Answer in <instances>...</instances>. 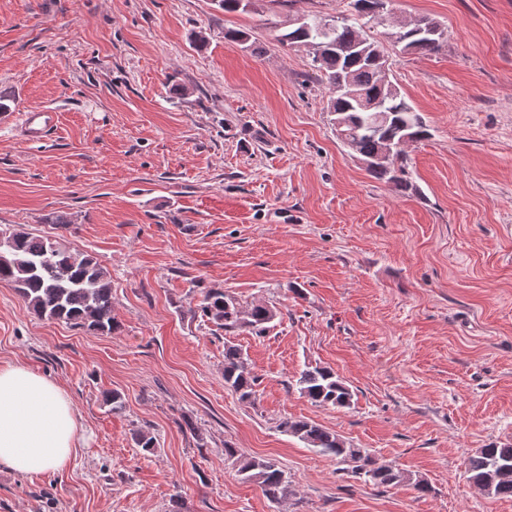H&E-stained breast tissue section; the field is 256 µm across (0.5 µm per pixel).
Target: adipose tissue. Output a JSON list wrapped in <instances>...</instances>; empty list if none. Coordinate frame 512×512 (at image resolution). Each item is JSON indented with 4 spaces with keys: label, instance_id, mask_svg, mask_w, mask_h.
Instances as JSON below:
<instances>
[{
    "label": "adipose tissue",
    "instance_id": "ef3b65f1",
    "mask_svg": "<svg viewBox=\"0 0 512 512\" xmlns=\"http://www.w3.org/2000/svg\"><path fill=\"white\" fill-rule=\"evenodd\" d=\"M81 424L67 390L26 365L0 364V468L28 479L67 469Z\"/></svg>",
    "mask_w": 512,
    "mask_h": 512
}]
</instances>
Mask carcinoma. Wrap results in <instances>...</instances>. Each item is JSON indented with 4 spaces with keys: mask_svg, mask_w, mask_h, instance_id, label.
Returning <instances> with one entry per match:
<instances>
[{
    "mask_svg": "<svg viewBox=\"0 0 512 512\" xmlns=\"http://www.w3.org/2000/svg\"><path fill=\"white\" fill-rule=\"evenodd\" d=\"M378 0H353L354 13L329 18L306 15V22L288 26L277 35L287 47L312 50V68L325 79L329 99L327 109L336 116L341 128L336 138L351 142L350 152L366 163L371 176L394 184L402 192L417 191L408 169L405 150L394 151L386 162L376 160L390 143L410 135V141L426 140L429 125L415 112L397 86L382 75L379 59L384 52L368 33L363 17L379 20L391 27L390 39L401 51L415 55L439 52L448 37L447 30L433 19L421 16L424 26L439 30L438 35L419 31L415 26L403 32L392 28L389 14L375 10ZM373 100L380 111L364 107ZM0 283L15 289L27 308L40 318L63 322L110 335L120 329L112 315V280L108 270L96 257L70 249L65 243L38 236L23 227L0 232ZM203 321L224 332L248 331L260 335L267 331L277 311L265 302L242 304L221 289H209L197 305ZM301 394L322 406H351L354 394L336 373L326 367H308L297 380ZM224 385L239 399L255 402L257 377L249 370L242 349L224 347ZM283 432L299 439L306 447L336 460L339 471L366 484L388 487L411 481L410 475L379 473L371 468L373 461L361 448H351L335 433L304 419H285ZM512 470V445L489 444L470 457V480L482 484L496 472ZM239 473L245 481L260 485L267 498L278 501L288 496L286 472L270 458L250 457L240 461ZM413 482V481H411ZM413 488L424 496L431 491L423 480ZM490 497L512 498V476L497 479L486 491Z\"/></svg>",
    "mask_w": 512,
    "mask_h": 512,
    "instance_id": "1",
    "label": "carcinoma"
}]
</instances>
